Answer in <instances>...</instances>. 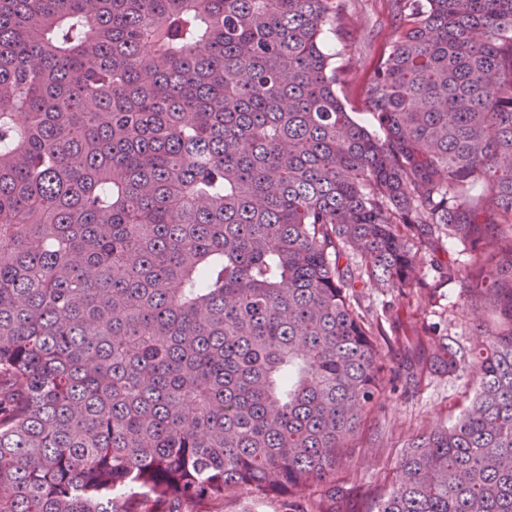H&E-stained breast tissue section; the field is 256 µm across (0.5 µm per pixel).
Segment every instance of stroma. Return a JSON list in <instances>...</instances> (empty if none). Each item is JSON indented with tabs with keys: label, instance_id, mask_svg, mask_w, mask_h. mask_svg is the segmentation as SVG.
Listing matches in <instances>:
<instances>
[{
	"label": "stroma",
	"instance_id": "obj_1",
	"mask_svg": "<svg viewBox=\"0 0 512 512\" xmlns=\"http://www.w3.org/2000/svg\"><path fill=\"white\" fill-rule=\"evenodd\" d=\"M342 19L327 43L331 64L343 73L337 91L355 121L371 126L366 90L373 68L397 34L389 0H343ZM463 285L454 280L438 288L432 305L418 303L398 290L363 289L358 307L369 321L382 320L385 309L398 316L384 329L395 358L416 361L427 355V345L411 342L414 331L436 326L460 344H470L476 313L462 298ZM473 393L468 373L440 376L424 373L413 393L373 411L352 442L353 463L339 473L345 489L337 512H373L376 502L396 477L400 453L409 438L421 431L451 423L459 405Z\"/></svg>",
	"mask_w": 512,
	"mask_h": 512
}]
</instances>
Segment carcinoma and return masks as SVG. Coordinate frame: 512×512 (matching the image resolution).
Listing matches in <instances>:
<instances>
[{"mask_svg": "<svg viewBox=\"0 0 512 512\" xmlns=\"http://www.w3.org/2000/svg\"><path fill=\"white\" fill-rule=\"evenodd\" d=\"M356 122L339 0H0V512H288L363 416L469 370L375 512H512V0H393ZM493 321L416 367L357 289ZM210 512H288V499L280 497L250 495H227L224 501L208 504Z\"/></svg>", "mask_w": 512, "mask_h": 512, "instance_id": "carcinoma-1", "label": "carcinoma"}]
</instances>
